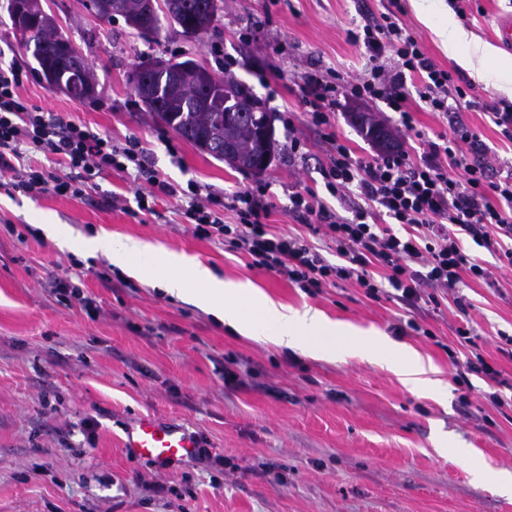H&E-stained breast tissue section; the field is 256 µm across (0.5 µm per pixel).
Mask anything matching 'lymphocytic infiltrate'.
<instances>
[{"instance_id":"1","label":"lymphocytic infiltrate","mask_w":512,"mask_h":512,"mask_svg":"<svg viewBox=\"0 0 512 512\" xmlns=\"http://www.w3.org/2000/svg\"><path fill=\"white\" fill-rule=\"evenodd\" d=\"M347 35L368 54L363 75L307 72L297 84L311 124L325 131L327 193L306 189L288 196L289 214L328 238L336 261L270 224V184L227 196L202 192L192 181L183 187L162 179L137 138L117 143L29 103L20 94L24 73L13 65L0 66V188L10 195L79 199L85 187L132 166L147 183L135 194L139 210L153 211L164 198H189L182 215L195 237L222 238L225 249L245 253L251 267L285 276L308 295L353 280L372 299L387 296L414 309L450 299L467 313L469 303L454 297L455 288L464 278L486 282L493 273L466 242L494 249L502 267H512V174L494 177L482 140L459 116L471 83L432 61L399 10ZM345 99L384 103L408 133L416 129L417 109L447 118L449 131L425 141L417 156L397 150L358 158L330 129ZM334 198L346 213L331 206ZM226 210L235 213L236 223H225Z\"/></svg>"}]
</instances>
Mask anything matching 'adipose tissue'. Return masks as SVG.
I'll use <instances>...</instances> for the list:
<instances>
[{
    "label": "adipose tissue",
    "instance_id": "1",
    "mask_svg": "<svg viewBox=\"0 0 512 512\" xmlns=\"http://www.w3.org/2000/svg\"><path fill=\"white\" fill-rule=\"evenodd\" d=\"M437 32L444 49L462 68L476 69L483 80L496 79L498 89L512 97V57L479 44L455 21L438 25ZM80 248L107 255L129 276L147 277L170 296L193 298L242 335L314 357L367 356L392 367L407 384L425 381L427 370L417 355L391 349L383 339L356 335L318 310H294L248 284L221 280L208 266L188 262L184 256L149 243L116 240L105 232L84 240Z\"/></svg>",
    "mask_w": 512,
    "mask_h": 512
}]
</instances>
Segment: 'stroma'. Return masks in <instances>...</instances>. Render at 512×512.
Instances as JSON below:
<instances>
[{
    "label": "stroma",
    "mask_w": 512,
    "mask_h": 512,
    "mask_svg": "<svg viewBox=\"0 0 512 512\" xmlns=\"http://www.w3.org/2000/svg\"><path fill=\"white\" fill-rule=\"evenodd\" d=\"M389 0H224L213 33L202 39L166 24L138 36L123 18L106 21L85 0H47L70 42L93 65L96 94L75 99L46 86L21 45L0 0V66L28 75L22 94L44 111L81 122L120 143L140 140L161 178L231 194L271 184L270 222L332 256L331 244L288 213V192H324L328 164L321 133L297 96L304 72L365 70L364 49L347 38L365 17H380ZM402 20L442 68L456 69L436 35L401 0ZM512 0H469L463 25L493 40L494 19ZM145 56H188L218 78L235 79L262 97L273 115L276 152L261 175L237 170L200 151L146 112L129 74ZM473 107L462 115L482 139L498 175L512 173V143L491 122L487 105L502 100L493 83L473 80ZM368 106L350 101L332 129L355 156L374 151L353 120ZM305 143L288 155V134ZM134 173L115 172L83 198L8 196L0 189V512H512L491 477L512 471V404L497 408L479 378L453 381L454 359L468 355L454 329L456 307L414 310L366 297L356 282L308 296L285 277L248 265L221 238H196L180 203L164 199L139 210ZM63 224L73 247L41 232ZM110 232L150 243L210 267L221 279L247 282L293 309L313 307L366 336L406 346L435 370L439 392L412 389L394 371L358 357L312 358L242 336L195 304L130 277L106 255L82 254L76 242ZM79 286L94 310L60 302L50 280ZM470 324L480 353L501 370L512 395V357L499 348L512 336V271L496 286L468 281ZM429 336L407 330L408 320ZM232 364L243 385L224 384ZM144 415L172 420L207 438L226 465L194 459L159 466L124 448L127 429ZM96 427L85 434L83 418ZM490 478L475 481L471 460ZM167 485L164 494L153 484Z\"/></svg>",
    "instance_id": "1"
}]
</instances>
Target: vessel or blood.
Returning <instances> with one entry per match:
<instances>
[{
	"mask_svg": "<svg viewBox=\"0 0 512 512\" xmlns=\"http://www.w3.org/2000/svg\"><path fill=\"white\" fill-rule=\"evenodd\" d=\"M124 445L135 456L163 464L189 457L199 443L180 425L146 416L127 432Z\"/></svg>",
	"mask_w": 512,
	"mask_h": 512,
	"instance_id": "vessel-or-blood-1",
	"label": "vessel or blood"
}]
</instances>
